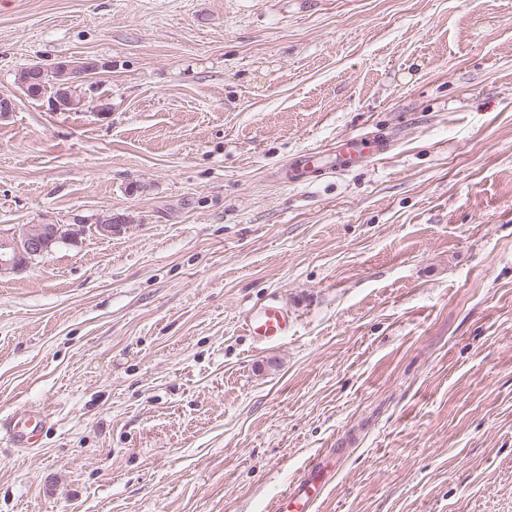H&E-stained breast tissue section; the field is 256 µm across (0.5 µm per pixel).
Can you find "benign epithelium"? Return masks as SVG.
Returning a JSON list of instances; mask_svg holds the SVG:
<instances>
[{
	"label": "benign epithelium",
	"instance_id": "benign-epithelium-1",
	"mask_svg": "<svg viewBox=\"0 0 512 512\" xmlns=\"http://www.w3.org/2000/svg\"><path fill=\"white\" fill-rule=\"evenodd\" d=\"M60 241L57 224H25L0 230V275L20 274L38 257L51 252Z\"/></svg>",
	"mask_w": 512,
	"mask_h": 512
}]
</instances>
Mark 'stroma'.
Masks as SVG:
<instances>
[{
    "label": "stroma",
    "mask_w": 512,
    "mask_h": 512,
    "mask_svg": "<svg viewBox=\"0 0 512 512\" xmlns=\"http://www.w3.org/2000/svg\"><path fill=\"white\" fill-rule=\"evenodd\" d=\"M1 97L0 228L126 224L0 277V512H512V0H0ZM71 63L64 58L49 69L40 63L26 65L17 73V83L32 99L40 100L48 95L47 101L49 105L52 103V109L59 111L53 102L61 101L64 105L62 112L75 110L82 100L77 92L85 81L80 79ZM390 149V142L381 136L361 134L340 140L332 154L307 152L302 155L299 164L291 169L293 181H305L309 174L323 169L346 170L367 160H374L385 155ZM246 324L250 335L261 343L280 340L290 328L288 311L277 303L260 306L248 315ZM43 414L39 411L28 415L26 420H8L0 422V430L16 444H23L33 437L40 426ZM336 456V448L323 457L312 459L295 482L272 499V512H312L315 500L324 492L328 481L329 462Z\"/></svg>",
    "instance_id": "obj_1"
}]
</instances>
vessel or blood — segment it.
<instances>
[{
	"instance_id": "1",
	"label": "vessel or blood",
	"mask_w": 512,
	"mask_h": 512,
	"mask_svg": "<svg viewBox=\"0 0 512 512\" xmlns=\"http://www.w3.org/2000/svg\"><path fill=\"white\" fill-rule=\"evenodd\" d=\"M390 149L388 140L369 134L350 136L340 140L330 154L304 153L299 164L291 170V178L300 182L310 173L323 169L346 170L367 160L385 155ZM246 324L251 336L259 342L271 343L287 336L290 321L287 310L279 304L260 306L248 315ZM43 419L42 413L28 415L24 420L0 422V434L17 444L33 437ZM329 457L312 459L303 475L277 494L272 500V512H312L315 500L324 492L329 474Z\"/></svg>"
}]
</instances>
